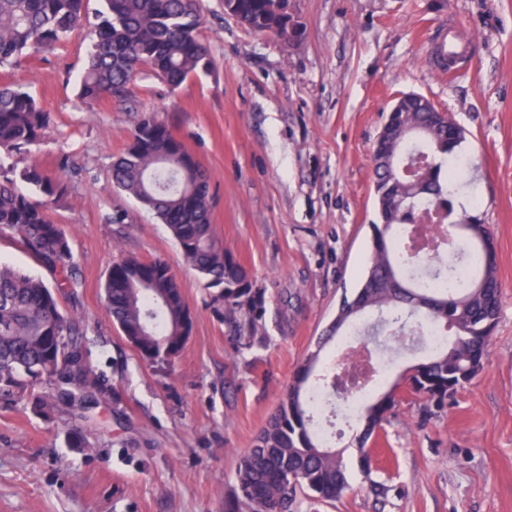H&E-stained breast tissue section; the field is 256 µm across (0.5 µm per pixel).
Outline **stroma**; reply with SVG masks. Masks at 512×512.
Listing matches in <instances>:
<instances>
[{
    "instance_id": "35a3bbf8",
    "label": "stroma",
    "mask_w": 512,
    "mask_h": 512,
    "mask_svg": "<svg viewBox=\"0 0 512 512\" xmlns=\"http://www.w3.org/2000/svg\"><path fill=\"white\" fill-rule=\"evenodd\" d=\"M209 72L169 87L141 69L127 101L77 99L93 35L0 67L52 121L20 164L62 173L51 219L71 237L76 283L60 295L83 321L88 360L108 391L70 444L67 417L0 405V512H225L252 447L307 356L335 368L341 339L317 340L369 265L373 150L396 101L428 98L464 129L458 156L473 212L495 243L501 312L482 370L444 409L398 390L358 467L356 421L336 432L349 489L292 512H512V0H288L299 43L257 35L201 0ZM455 22L469 68L439 75L430 44ZM154 114L207 170L211 222L263 294L253 337L234 336L222 290L185 262L167 226L110 189L108 170L142 114ZM166 260L192 316L183 352L142 359L113 323L104 284L114 262ZM389 486L375 498L370 481Z\"/></svg>"
}]
</instances>
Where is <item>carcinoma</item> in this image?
Returning <instances> with one entry per match:
<instances>
[{
  "instance_id": "cac0c4a2",
  "label": "carcinoma",
  "mask_w": 512,
  "mask_h": 512,
  "mask_svg": "<svg viewBox=\"0 0 512 512\" xmlns=\"http://www.w3.org/2000/svg\"><path fill=\"white\" fill-rule=\"evenodd\" d=\"M236 19L261 35H275L281 20L269 0H233ZM87 65L80 78L79 102L92 108L100 99L124 101L136 75L146 66L172 87L211 66L200 36L203 18L197 0H104ZM89 23L85 0H0V65L52 53ZM431 129L404 147L433 162L419 190L374 167V189L381 223L374 225L370 264L352 300H343L335 332L353 330L370 309L400 324V335L419 343L424 322L450 328L453 340L415 364L412 383L431 394L439 408L470 383L483 366L497 327L500 283L493 236L480 218L460 215L454 194L463 179L456 148L464 130L453 118L442 122L429 112H392L382 153L407 119ZM51 121L35 97L19 85L0 84V235L18 238L25 250L54 275V286L13 267L0 265V403L32 399L35 410L58 409L75 422L98 404L105 389L90 366L75 317L59 303L61 289L73 286L70 236L48 214L63 200L68 183L35 165L18 167L12 154L31 152ZM113 187L134 197L166 224L184 259L211 284L224 285V306L242 314L238 332L256 330L262 295L245 269L224 247L210 221L208 177L200 163L168 127L152 117L136 124L125 152L111 165ZM32 188L27 194L18 183ZM404 230L405 236L398 234ZM448 252L445 260L423 266L411 254ZM106 306L119 328L143 325L136 350L161 359L181 344V324L189 313L180 281L162 259L127 256L112 265L104 285ZM318 355L295 372L277 412L246 450L237 468V505L249 512H287L302 493L314 502L334 501L349 487L342 453L315 430L318 398H333L331 375L312 380ZM396 387L375 393L358 413L359 443L383 429L395 407Z\"/></svg>"
}]
</instances>
